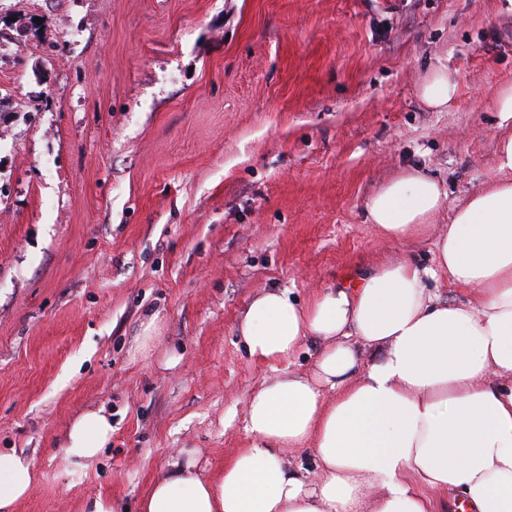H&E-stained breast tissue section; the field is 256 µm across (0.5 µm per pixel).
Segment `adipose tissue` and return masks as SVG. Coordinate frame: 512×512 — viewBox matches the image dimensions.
I'll list each match as a JSON object with an SVG mask.
<instances>
[{
	"label": "adipose tissue",
	"mask_w": 512,
	"mask_h": 512,
	"mask_svg": "<svg viewBox=\"0 0 512 512\" xmlns=\"http://www.w3.org/2000/svg\"><path fill=\"white\" fill-rule=\"evenodd\" d=\"M497 167L503 180L455 208L432 266L383 263L304 303L259 293L239 324L249 355L285 362L311 336L324 344L312 371L263 383L248 402L249 446L212 478L173 461L141 512H435L434 491L463 497L471 512H512V132L499 138ZM445 198L411 170L372 195L366 215L384 237L412 241ZM442 276L471 298L433 293L428 280ZM111 437V415L86 411L65 454L94 458ZM307 446L321 470L313 485L280 454ZM6 462L0 512L34 479L25 456Z\"/></svg>",
	"instance_id": "1"
}]
</instances>
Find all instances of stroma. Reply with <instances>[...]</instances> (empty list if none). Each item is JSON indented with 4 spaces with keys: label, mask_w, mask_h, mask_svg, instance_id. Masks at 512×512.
Returning a JSON list of instances; mask_svg holds the SVG:
<instances>
[{
    "label": "stroma",
    "mask_w": 512,
    "mask_h": 512,
    "mask_svg": "<svg viewBox=\"0 0 512 512\" xmlns=\"http://www.w3.org/2000/svg\"><path fill=\"white\" fill-rule=\"evenodd\" d=\"M437 70L457 94L434 110ZM511 88L512 0H0V455L36 475L14 512H138L180 453L223 470L258 385L322 348L251 357L254 297L431 265L456 203L499 177ZM414 168L444 205L425 237L385 239L366 203ZM100 407L110 441L67 461ZM457 84L448 73L435 72L427 76L420 87V94L431 108H442L456 95ZM112 437V416L105 409L86 411L69 427L64 437L66 457L92 459Z\"/></svg>",
    "instance_id": "1"
}]
</instances>
